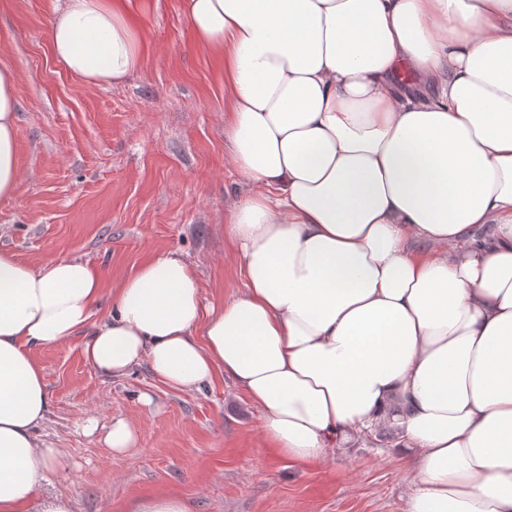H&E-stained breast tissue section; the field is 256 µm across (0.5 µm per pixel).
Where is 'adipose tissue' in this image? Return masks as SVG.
I'll use <instances>...</instances> for the list:
<instances>
[{
  "instance_id": "1",
  "label": "adipose tissue",
  "mask_w": 512,
  "mask_h": 512,
  "mask_svg": "<svg viewBox=\"0 0 512 512\" xmlns=\"http://www.w3.org/2000/svg\"><path fill=\"white\" fill-rule=\"evenodd\" d=\"M224 62V216L244 290L146 260L94 323L100 269L0 251V512H72L38 437L33 349L82 336L100 376L224 375L299 463L391 429L410 512H512V0H182ZM132 0H57L50 53L87 83L142 69ZM17 76L0 64V202L22 181Z\"/></svg>"
}]
</instances>
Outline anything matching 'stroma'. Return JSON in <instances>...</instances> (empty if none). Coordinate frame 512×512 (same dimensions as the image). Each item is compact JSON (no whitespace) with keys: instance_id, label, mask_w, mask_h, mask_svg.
Here are the masks:
<instances>
[{"instance_id":"35a3bbf8","label":"stroma","mask_w":512,"mask_h":512,"mask_svg":"<svg viewBox=\"0 0 512 512\" xmlns=\"http://www.w3.org/2000/svg\"><path fill=\"white\" fill-rule=\"evenodd\" d=\"M148 49L144 68L93 86L49 50L53 0H0V63L17 74L23 180L0 204V250L25 262L78 257L112 290L151 254L170 251L196 270L206 304L244 287L224 260V213L244 191L224 157V75L193 41L181 0H136ZM80 337L38 348L50 408L41 440L64 449L50 478L72 512H126L131 500L177 493L193 512H408L407 453L372 433L321 465L265 445L255 406L230 381L172 390L140 364L119 379L96 374ZM148 394L144 405L140 394ZM138 423L139 440L115 455L112 420ZM98 431L87 434L88 420Z\"/></svg>"}]
</instances>
